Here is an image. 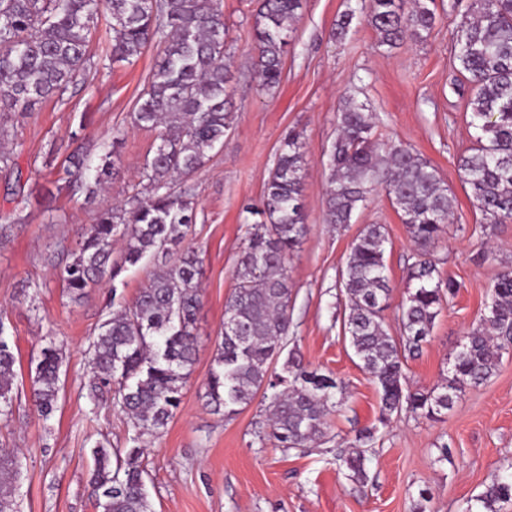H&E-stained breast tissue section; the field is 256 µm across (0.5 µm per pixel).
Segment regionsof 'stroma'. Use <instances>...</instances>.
<instances>
[{"label":"stroma","instance_id":"1","mask_svg":"<svg viewBox=\"0 0 512 512\" xmlns=\"http://www.w3.org/2000/svg\"><path fill=\"white\" fill-rule=\"evenodd\" d=\"M474 0H434L435 24L421 40L382 44L367 21L363 0H302L282 56L278 87H259L253 59L256 0H221L230 127L188 185L197 216L186 241L202 262L196 356L181 401L162 437L145 450L146 485L153 512H414L430 489L426 512H465L498 471L512 467V352L502 354L491 378L462 393L441 420L402 413L379 431L368 454L369 479L359 485L338 471L334 450L357 430L377 425L379 394L342 332L339 272L354 240L369 224L385 227L387 275L392 288L385 312L390 335L400 333L398 306L407 297V265L415 251L384 188L371 191L350 223L326 221L328 154L339 114L348 101L371 113L379 138L403 142L436 169L453 199L450 224L435 250L441 276L460 285L444 303L418 357L406 372L415 389L441 386L459 341L475 327L487 288L512 267V221L485 223L458 167L475 145L467 108L470 88L451 50ZM354 12L348 33L331 38L341 16ZM99 15L89 43L92 67L64 100H46L10 123L19 178L0 173V224L24 212L26 224L0 240V320L14 342L16 399L0 421V444L19 449L14 484L21 512H97L89 493L96 443L125 450L130 422L111 399L93 406L89 345L118 306L132 305L147 282L148 266L124 270L71 301L58 279L95 210L141 191L142 171L156 133L132 116L161 49L153 45L131 65L107 59L112 35ZM81 129L91 158L119 136L106 192L87 201L85 191L57 192L53 171ZM305 142L304 206L307 233L288 262L293 284L288 348L310 368L344 385L339 411L327 418L329 442L283 450L259 443L254 424L260 402L233 419L206 405L205 382L224 327V306L247 224L246 204L260 203L279 149L290 131ZM54 158H47V151ZM61 348L57 408L43 418L31 399L42 348Z\"/></svg>","mask_w":512,"mask_h":512}]
</instances>
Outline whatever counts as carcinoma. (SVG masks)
<instances>
[{
    "label": "carcinoma",
    "mask_w": 512,
    "mask_h": 512,
    "mask_svg": "<svg viewBox=\"0 0 512 512\" xmlns=\"http://www.w3.org/2000/svg\"><path fill=\"white\" fill-rule=\"evenodd\" d=\"M476 5L477 18L454 44L459 71L470 85L471 124L480 131L459 167L484 219L502 224L512 220V0H476ZM300 6L301 0H258L253 41L264 90L281 82V54ZM365 8L369 24L389 46L407 35L423 38L435 21L429 0H367ZM104 12L112 19L110 61L130 64L149 45H164L134 112L135 125L154 129L157 136L143 168L144 193L97 211L59 280L78 300L105 280L115 282L129 266L177 252L173 263L155 265L135 303L114 312L90 345V399L113 391L134 430L132 446L122 456L102 445L94 448L91 496L98 512H152L144 477L146 438L162 436L180 402L195 361L200 307V260L193 248L180 249L196 207L177 181L193 176L208 154L224 144L229 126L224 19L215 0H0V141L9 137L12 115L63 99L84 75L92 25ZM338 127L328 160L327 222L349 223L368 186L380 184L396 201L416 247L407 267L414 288L398 308L401 336L395 338L387 333L384 316L391 293L385 229L380 224L363 229L340 274L344 335L377 385L380 423L403 411L438 420L466 388L493 375L500 353L512 344V269L492 280L484 313L464 337V353H456L441 388L410 390L405 362L420 353L444 302L459 288L455 279L440 276L430 257L448 224L452 198L427 160L401 142L376 137L362 106L349 102ZM119 144L120 138L113 137L111 150L96 165L79 149L69 154L58 190L79 185L86 197L97 194ZM304 165L302 136L291 131L260 204L246 206L259 220L247 228L237 285L224 310V321L235 323L238 332L221 334L206 382L207 405L227 420L263 392L267 423L256 436L285 449L323 441L327 416L342 405L335 394L343 391L341 383L307 369L293 352L282 372L270 371L288 344V257L306 233ZM117 243L121 249L115 258ZM14 364L0 321V420L12 414ZM61 365L59 349H42L31 397L45 419L58 402ZM376 440L377 429L366 427L348 451L336 454L339 468L358 484L368 480L365 462ZM15 467L14 451L1 447L0 512H18L11 489ZM477 502L483 512H502L503 504L512 503V473L494 475Z\"/></svg>",
    "instance_id": "1"
}]
</instances>
